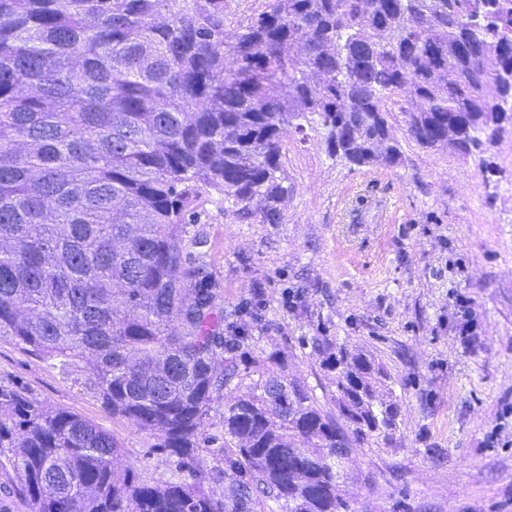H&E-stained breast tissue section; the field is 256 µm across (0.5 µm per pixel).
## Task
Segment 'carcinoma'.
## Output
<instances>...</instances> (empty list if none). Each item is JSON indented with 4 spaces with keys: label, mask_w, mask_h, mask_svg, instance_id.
Returning a JSON list of instances; mask_svg holds the SVG:
<instances>
[{
    "label": "carcinoma",
    "mask_w": 512,
    "mask_h": 512,
    "mask_svg": "<svg viewBox=\"0 0 512 512\" xmlns=\"http://www.w3.org/2000/svg\"><path fill=\"white\" fill-rule=\"evenodd\" d=\"M0 0V340L52 365L92 359L97 394L176 459L115 468L93 421L0 384V455L30 512H353L350 444L393 440L401 406L376 356L314 336L337 414L288 362L224 323L186 215L212 189L274 223L289 133L326 132L354 168L423 148L469 155L512 129V0ZM481 16L472 20L475 8ZM224 458L202 464L214 397ZM228 15L233 21L232 25L236 27L238 23L245 24L247 19L260 9L261 2L259 0H227Z\"/></svg>",
    "instance_id": "1"
}]
</instances>
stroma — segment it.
I'll list each match as a JSON object with an SVG mask.
<instances>
[{"label": "stroma", "instance_id": "35a3bbf8", "mask_svg": "<svg viewBox=\"0 0 512 512\" xmlns=\"http://www.w3.org/2000/svg\"><path fill=\"white\" fill-rule=\"evenodd\" d=\"M402 156L353 170L322 133L287 135L288 196L262 223L208 190L194 204L191 256L224 289V312L288 359L291 378L334 411L304 336H334L384 363L402 405L392 442L353 446L355 512H512V133L461 156L397 130ZM251 305L237 313L238 304ZM90 419L148 477L169 455L106 410L88 364L71 369L0 340V384Z\"/></svg>", "mask_w": 512, "mask_h": 512}]
</instances>
